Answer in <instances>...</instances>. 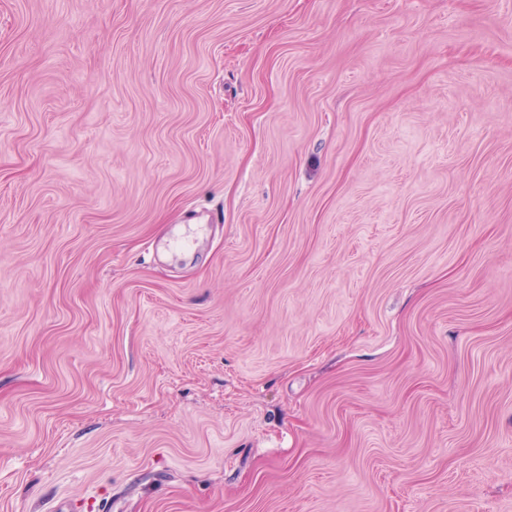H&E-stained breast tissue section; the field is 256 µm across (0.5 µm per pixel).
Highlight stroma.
Instances as JSON below:
<instances>
[{
    "label": "stroma",
    "instance_id": "stroma-1",
    "mask_svg": "<svg viewBox=\"0 0 512 512\" xmlns=\"http://www.w3.org/2000/svg\"><path fill=\"white\" fill-rule=\"evenodd\" d=\"M0 512H512V0H0Z\"/></svg>",
    "mask_w": 512,
    "mask_h": 512
}]
</instances>
